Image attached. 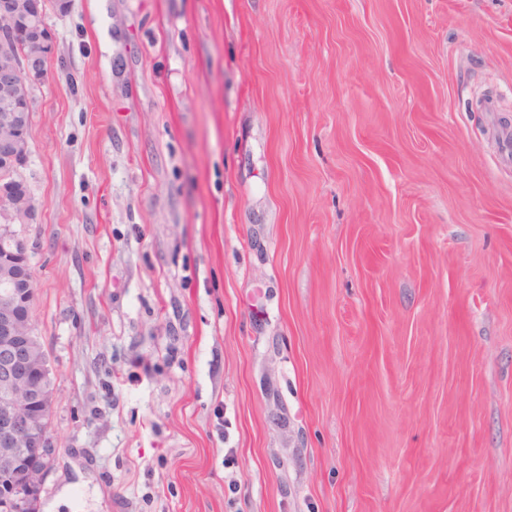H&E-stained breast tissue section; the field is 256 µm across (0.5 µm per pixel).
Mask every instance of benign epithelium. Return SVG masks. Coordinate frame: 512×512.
<instances>
[{"label": "benign epithelium", "mask_w": 512, "mask_h": 512, "mask_svg": "<svg viewBox=\"0 0 512 512\" xmlns=\"http://www.w3.org/2000/svg\"><path fill=\"white\" fill-rule=\"evenodd\" d=\"M51 51L44 0H0V512L36 504L53 448L54 381L32 321L29 249L13 230L35 207L25 183L11 178L30 154L32 93Z\"/></svg>", "instance_id": "benign-epithelium-1"}]
</instances>
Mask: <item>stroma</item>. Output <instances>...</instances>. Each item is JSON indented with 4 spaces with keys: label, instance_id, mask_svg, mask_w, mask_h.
<instances>
[{
    "label": "stroma",
    "instance_id": "obj_1",
    "mask_svg": "<svg viewBox=\"0 0 512 512\" xmlns=\"http://www.w3.org/2000/svg\"><path fill=\"white\" fill-rule=\"evenodd\" d=\"M45 22L38 512H512V0Z\"/></svg>",
    "mask_w": 512,
    "mask_h": 512
}]
</instances>
